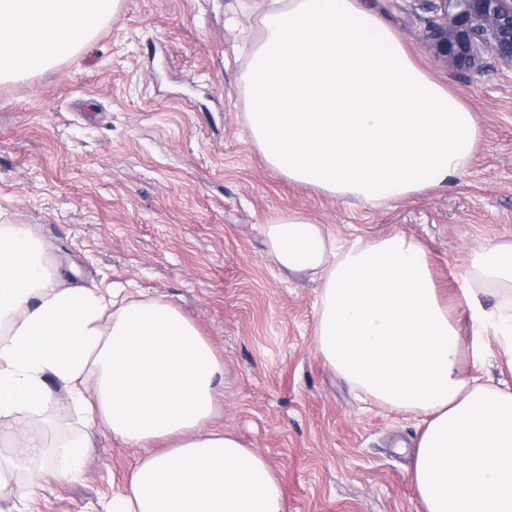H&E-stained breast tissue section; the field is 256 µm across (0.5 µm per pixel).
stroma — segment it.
<instances>
[{
	"mask_svg": "<svg viewBox=\"0 0 512 512\" xmlns=\"http://www.w3.org/2000/svg\"><path fill=\"white\" fill-rule=\"evenodd\" d=\"M409 55L472 109L468 170L371 208L289 181L250 139L241 80L262 32L256 0H118L75 55L0 82V225L28 224L75 283L162 299L224 363L214 427L257 449L286 512H418L407 466L419 415L366 399L315 343L320 284L269 256L264 225L300 212L351 241L400 233L426 248L442 294L460 297L478 246L512 239V70L442 66L417 0H363ZM45 471L8 474L0 507L106 512L141 454L56 398L28 421ZM81 441L74 479L67 447Z\"/></svg>",
	"mask_w": 512,
	"mask_h": 512,
	"instance_id": "35a3bbf8",
	"label": "stroma"
}]
</instances>
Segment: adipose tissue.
<instances>
[{"label":"adipose tissue","mask_w":512,"mask_h":512,"mask_svg":"<svg viewBox=\"0 0 512 512\" xmlns=\"http://www.w3.org/2000/svg\"><path fill=\"white\" fill-rule=\"evenodd\" d=\"M117 2L0 0V81L73 55ZM261 23L245 118L290 181L376 208L466 171L481 138L471 110L361 0H270ZM264 233L281 268L321 282L325 364L382 405L421 415L409 466L419 512H512V386L471 373L492 355L512 374V241L471 252L463 325L412 238L342 244L296 212ZM223 383V363L177 306L66 282L27 225H0V427L17 459L45 453L27 420L57 385L88 421L145 451L111 512H285L261 453L208 426Z\"/></svg>","instance_id":"obj_1"}]
</instances>
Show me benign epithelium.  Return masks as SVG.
<instances>
[{
    "mask_svg": "<svg viewBox=\"0 0 512 512\" xmlns=\"http://www.w3.org/2000/svg\"><path fill=\"white\" fill-rule=\"evenodd\" d=\"M424 39L436 60L470 70L489 53L512 69V0H421Z\"/></svg>",
    "mask_w": 512,
    "mask_h": 512,
    "instance_id": "7a95c632",
    "label": "benign epithelium"
}]
</instances>
